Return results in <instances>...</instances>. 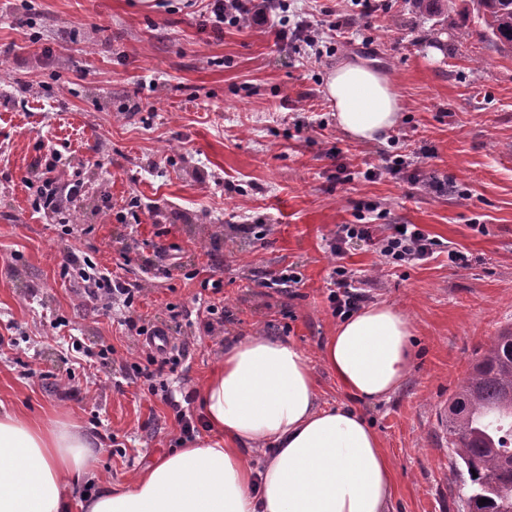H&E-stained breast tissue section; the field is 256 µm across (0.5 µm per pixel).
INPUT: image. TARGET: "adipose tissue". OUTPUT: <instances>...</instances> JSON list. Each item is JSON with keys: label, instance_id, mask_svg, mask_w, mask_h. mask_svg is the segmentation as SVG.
Returning <instances> with one entry per match:
<instances>
[{"label": "adipose tissue", "instance_id": "1", "mask_svg": "<svg viewBox=\"0 0 512 512\" xmlns=\"http://www.w3.org/2000/svg\"><path fill=\"white\" fill-rule=\"evenodd\" d=\"M325 92L339 129L385 141L403 99L385 72L355 58ZM407 315L376 303L342 320L320 357L355 399L400 388L414 351ZM194 397L205 422L185 447L122 485L99 480L94 438L79 424L0 403V512H391L396 476L377 432L351 407L323 404L307 354L255 332L230 339Z\"/></svg>", "mask_w": 512, "mask_h": 512}]
</instances>
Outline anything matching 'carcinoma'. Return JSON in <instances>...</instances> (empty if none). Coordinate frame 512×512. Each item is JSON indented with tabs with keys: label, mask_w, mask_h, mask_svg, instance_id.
Listing matches in <instances>:
<instances>
[{
	"label": "carcinoma",
	"mask_w": 512,
	"mask_h": 512,
	"mask_svg": "<svg viewBox=\"0 0 512 512\" xmlns=\"http://www.w3.org/2000/svg\"><path fill=\"white\" fill-rule=\"evenodd\" d=\"M413 8L444 14L442 0H413ZM465 11L481 40L512 53V0H468ZM448 447L470 476L468 512H512L511 328L491 340L448 399Z\"/></svg>",
	"instance_id": "cac0c4a2"
}]
</instances>
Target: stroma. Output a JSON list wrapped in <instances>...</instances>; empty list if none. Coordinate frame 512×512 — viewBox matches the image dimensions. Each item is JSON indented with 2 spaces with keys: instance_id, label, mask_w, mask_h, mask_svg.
<instances>
[{
  "instance_id": "35a3bbf8",
  "label": "stroma",
  "mask_w": 512,
  "mask_h": 512,
  "mask_svg": "<svg viewBox=\"0 0 512 512\" xmlns=\"http://www.w3.org/2000/svg\"><path fill=\"white\" fill-rule=\"evenodd\" d=\"M30 3L25 25L18 0H0V401L78 422L100 443V472L122 484L177 445L166 391L196 414L188 393L225 337L260 331L305 350L322 400L358 407L379 434L397 477L395 512H466L468 476L435 411L512 326V158L501 153L512 143V55L481 41L458 5L429 16L411 0H378L364 17L355 0H293L307 21L330 12L343 25V45L312 60L277 49L268 33L215 35L185 0ZM344 56L395 82L405 111L393 141L337 129L324 88ZM50 146L60 171L84 183L85 233L65 234L32 206L23 179ZM408 148L430 150L422 177L452 181V192L364 178ZM243 224L266 225L265 239ZM340 224H417L469 258L460 268L438 251L393 267L368 243L346 245L342 262L369 303L397 305L412 325L413 367L374 405L358 404L318 358L339 322L327 282ZM72 252L142 284L140 312L186 344L176 372L162 376L165 391L129 383L142 348L62 276ZM291 270L303 279L296 294L262 286L264 274ZM212 277L220 293L203 289ZM211 304L228 314L212 335ZM183 307L191 320L174 316Z\"/></svg>"
}]
</instances>
